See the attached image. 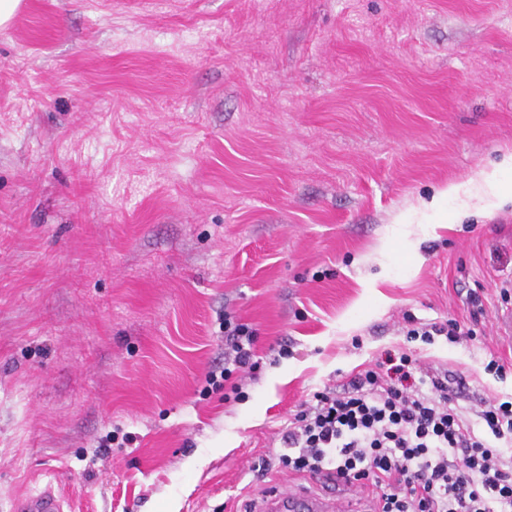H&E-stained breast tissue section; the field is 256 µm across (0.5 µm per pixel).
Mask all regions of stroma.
Listing matches in <instances>:
<instances>
[{"mask_svg":"<svg viewBox=\"0 0 512 512\" xmlns=\"http://www.w3.org/2000/svg\"><path fill=\"white\" fill-rule=\"evenodd\" d=\"M512 0H21L0 28V512H249L308 396L409 355L512 399ZM456 194L439 213L438 190ZM412 339L405 318L469 321ZM232 313L241 400L205 392ZM290 354L275 359L280 343ZM499 360L500 371L490 370ZM509 169L512 170V156L504 165L497 166L491 171L481 170L478 174L482 188L494 198V206L503 207L512 203V187H506L500 180V174ZM224 358L207 374L206 382L212 390L225 389L231 379L230 391L242 393L246 380H255L260 365L256 348V336L248 324L241 322L231 313L224 315ZM67 502L64 496L48 483L43 489L14 501L13 512H64Z\"/></svg>","mask_w":512,"mask_h":512,"instance_id":"1","label":"stroma"}]
</instances>
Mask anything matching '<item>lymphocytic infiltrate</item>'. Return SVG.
Instances as JSON below:
<instances>
[{
  "mask_svg": "<svg viewBox=\"0 0 512 512\" xmlns=\"http://www.w3.org/2000/svg\"><path fill=\"white\" fill-rule=\"evenodd\" d=\"M256 336L224 316V358L207 374L212 390L241 394L259 367ZM408 356L368 369L343 390L314 392L281 429L284 469L366 492L370 512H512V401L457 406L443 372L415 385Z\"/></svg>",
  "mask_w": 512,
  "mask_h": 512,
  "instance_id": "1",
  "label": "lymphocytic infiltrate"
}]
</instances>
